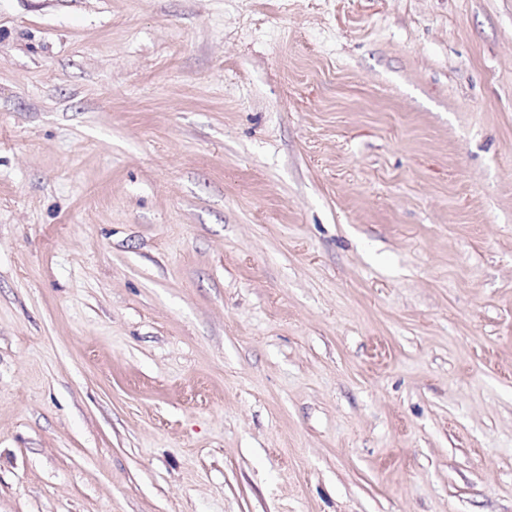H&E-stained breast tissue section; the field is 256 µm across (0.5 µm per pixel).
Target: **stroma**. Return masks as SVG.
<instances>
[{
  "instance_id": "obj_1",
  "label": "stroma",
  "mask_w": 512,
  "mask_h": 512,
  "mask_svg": "<svg viewBox=\"0 0 512 512\" xmlns=\"http://www.w3.org/2000/svg\"><path fill=\"white\" fill-rule=\"evenodd\" d=\"M0 512H512V0H0Z\"/></svg>"
}]
</instances>
